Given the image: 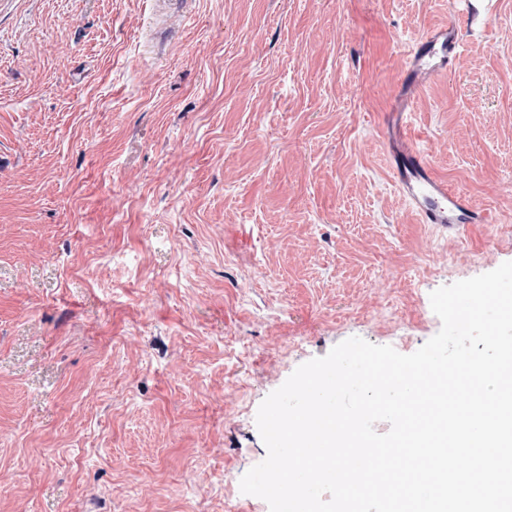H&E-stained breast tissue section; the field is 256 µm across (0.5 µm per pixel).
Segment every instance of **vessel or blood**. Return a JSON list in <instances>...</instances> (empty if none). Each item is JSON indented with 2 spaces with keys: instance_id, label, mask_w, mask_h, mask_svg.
<instances>
[{
  "instance_id": "b4317fda",
  "label": "vessel or blood",
  "mask_w": 512,
  "mask_h": 512,
  "mask_svg": "<svg viewBox=\"0 0 512 512\" xmlns=\"http://www.w3.org/2000/svg\"><path fill=\"white\" fill-rule=\"evenodd\" d=\"M460 44L454 25L426 30L410 53L400 97L385 118L394 182L424 224H484L491 220L490 214L479 210L464 192L450 189L437 176L424 151L408 134L409 104L417 88L451 70Z\"/></svg>"
}]
</instances>
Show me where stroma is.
<instances>
[{"mask_svg": "<svg viewBox=\"0 0 512 512\" xmlns=\"http://www.w3.org/2000/svg\"><path fill=\"white\" fill-rule=\"evenodd\" d=\"M489 224L420 223L384 118ZM512 261V0H0V512H270L262 401ZM461 37L453 24L426 30L410 53L400 98L385 118L388 153L394 182L403 200L423 224H484L490 214L479 210L460 190L439 178L424 153L408 134L409 104L417 88L430 78L449 72Z\"/></svg>", "mask_w": 512, "mask_h": 512, "instance_id": "35a3bbf8", "label": "stroma"}]
</instances>
